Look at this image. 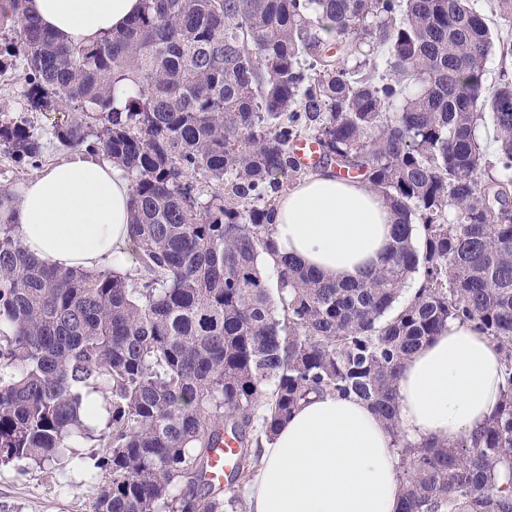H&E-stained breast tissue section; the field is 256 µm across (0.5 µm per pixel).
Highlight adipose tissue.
I'll return each mask as SVG.
<instances>
[{"label":"adipose tissue","mask_w":512,"mask_h":512,"mask_svg":"<svg viewBox=\"0 0 512 512\" xmlns=\"http://www.w3.org/2000/svg\"><path fill=\"white\" fill-rule=\"evenodd\" d=\"M27 5L60 40L76 43L123 29L141 10V0ZM7 217L43 264L121 270L134 263L130 184L109 159L77 152L44 168ZM393 221L379 194L327 168L281 197L274 242L302 267L357 280L386 257ZM501 383L496 345L470 327L450 325L403 365L400 426L413 441L474 433L497 407ZM244 494L251 512H400L398 456L369 404L325 395L280 424Z\"/></svg>","instance_id":"ef3b65f1"}]
</instances>
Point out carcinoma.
Instances as JSON below:
<instances>
[{
  "instance_id": "cac0c4a2",
  "label": "carcinoma",
  "mask_w": 512,
  "mask_h": 512,
  "mask_svg": "<svg viewBox=\"0 0 512 512\" xmlns=\"http://www.w3.org/2000/svg\"><path fill=\"white\" fill-rule=\"evenodd\" d=\"M489 2L511 25L512 0ZM491 24L472 0H142L124 30L64 43L26 0H0V69L20 58L29 110L73 109L57 141L125 173L137 262L48 268L0 221V462L90 443L110 471L91 512H243L252 447L312 396H356L392 436L402 512H512V77L486 88ZM303 138L394 215L361 281L275 254ZM41 152L28 119L0 120V154ZM451 323L496 344L499 406L468 437L414 442L398 377ZM91 392L110 397L96 431ZM220 433L239 452L217 490Z\"/></svg>"
}]
</instances>
